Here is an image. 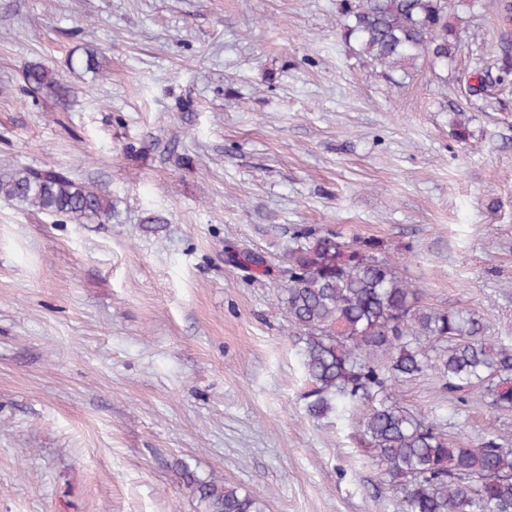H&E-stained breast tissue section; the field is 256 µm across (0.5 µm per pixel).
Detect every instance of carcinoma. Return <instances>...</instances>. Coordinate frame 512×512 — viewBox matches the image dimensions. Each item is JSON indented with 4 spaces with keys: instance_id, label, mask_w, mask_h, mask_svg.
<instances>
[{
    "instance_id": "1",
    "label": "carcinoma",
    "mask_w": 512,
    "mask_h": 512,
    "mask_svg": "<svg viewBox=\"0 0 512 512\" xmlns=\"http://www.w3.org/2000/svg\"><path fill=\"white\" fill-rule=\"evenodd\" d=\"M449 11V0H341L337 26L356 54L388 76L420 59L447 65L456 48ZM70 65L97 73L102 62L88 46ZM488 69L496 83L512 84V48L500 47ZM24 82L45 96L69 92L40 62L28 67ZM0 199L76 223L112 219L111 196L55 168L1 172ZM224 256L251 276L269 272L254 252L228 245ZM285 260L288 286L277 301L301 344L308 414L324 417L342 402L368 406L361 440L402 489V512H512L511 446L448 436L399 406L390 391V382L431 369L448 396L477 390L491 407L512 410V346L490 342L486 324L470 311L418 305L417 289L396 274L374 239L345 241L302 227L292 232ZM180 475L200 512H265L261 498L199 477L185 463Z\"/></svg>"
}]
</instances>
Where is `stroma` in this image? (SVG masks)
Returning a JSON list of instances; mask_svg holds the SVG:
<instances>
[{
    "label": "stroma",
    "instance_id": "obj_1",
    "mask_svg": "<svg viewBox=\"0 0 512 512\" xmlns=\"http://www.w3.org/2000/svg\"><path fill=\"white\" fill-rule=\"evenodd\" d=\"M337 8L0 0V169L112 197L106 224L0 200V512H199L182 461L266 512H401L363 406L308 415L279 269L299 227L373 238L423 305L512 344V88L468 90L512 27L494 0L453 6L446 77L422 61L389 80ZM88 44L102 74L68 68ZM33 62L69 95L30 91ZM228 242L271 275L226 263ZM392 392L445 434L512 445V412L450 399L433 371Z\"/></svg>",
    "mask_w": 512,
    "mask_h": 512
}]
</instances>
